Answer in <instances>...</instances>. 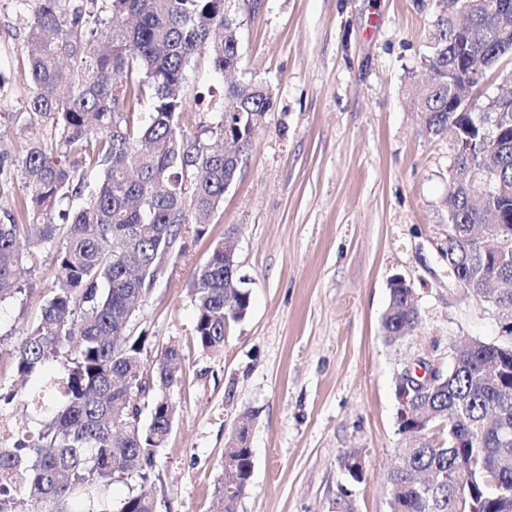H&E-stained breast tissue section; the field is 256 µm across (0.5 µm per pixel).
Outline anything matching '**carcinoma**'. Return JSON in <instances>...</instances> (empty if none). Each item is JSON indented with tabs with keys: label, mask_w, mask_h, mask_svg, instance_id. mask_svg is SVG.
<instances>
[{
	"label": "carcinoma",
	"mask_w": 512,
	"mask_h": 512,
	"mask_svg": "<svg viewBox=\"0 0 512 512\" xmlns=\"http://www.w3.org/2000/svg\"><path fill=\"white\" fill-rule=\"evenodd\" d=\"M34 2L27 17L34 91L26 109L60 138L30 147L21 168L22 222L0 223V302L23 292L21 242L56 245L63 288L12 356L24 382L50 363L59 371L36 402L37 426L10 445L0 441V512H69L117 475L146 478L171 432L176 402L149 393L154 384L166 390L182 383L180 350L167 347L145 364L146 337L133 336L129 324L152 290L159 255L177 257L190 217L211 216L237 181L254 118L271 111L273 93L253 81L226 86L227 120L216 136L232 148L200 147L188 136L195 116L183 91L202 53L218 73L238 68L239 21L225 0ZM483 2L459 0L468 12L462 28L444 11L437 16L425 59L431 77L414 105L426 115L428 134L450 135L460 172L488 165L496 188L484 192L466 178L451 191L443 253L454 280L512 322V290L501 288L512 282V121L501 131L492 127L503 108L495 101L473 116L482 79L465 66L476 51L487 73L512 60V0ZM138 104L148 106L146 117ZM71 152L73 165L97 174L93 185L59 162ZM488 214L499 217L497 234L477 241L473 229ZM58 216L70 218L60 243ZM189 290L196 344L222 349L227 324L243 320L251 304L244 279L230 274L224 243L193 269ZM417 321L414 290L392 278L381 317L386 340L411 335ZM396 422L408 446L401 467L387 473L390 512H512V338L466 342L409 412H396ZM224 460L217 512H235L253 472L248 426L228 435ZM340 466L349 482H363L359 450L346 452ZM17 487L30 498L12 494ZM118 512H155V503L131 494Z\"/></svg>",
	"instance_id": "obj_1"
}]
</instances>
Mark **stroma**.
Wrapping results in <instances>:
<instances>
[{
    "mask_svg": "<svg viewBox=\"0 0 512 512\" xmlns=\"http://www.w3.org/2000/svg\"><path fill=\"white\" fill-rule=\"evenodd\" d=\"M237 76L268 83L275 105L253 135L237 182L203 235L187 225L184 254L166 264L130 323L142 358L168 346L183 358L169 391L178 412L148 480L115 478L112 508L131 494L156 512H212L224 443L253 410L251 481L236 512H390L387 471L397 435L395 376L417 357L447 363L469 337L501 342L491 307L448 274L440 247L455 150L428 135L410 103L426 77L436 0H237ZM31 8L0 0V222L19 214L20 168L32 143L57 139L24 111L33 86L25 21ZM208 95L193 132L213 142L224 79L198 56L187 98ZM236 229V260L251 309L224 347L199 348L188 280ZM21 294L0 303V387L11 388L16 339L58 290L55 251L30 250ZM400 274L420 313L413 335L386 343L387 284ZM361 450L363 483L339 459Z\"/></svg>",
    "mask_w": 512,
    "mask_h": 512,
    "instance_id": "stroma-1",
    "label": "stroma"
}]
</instances>
